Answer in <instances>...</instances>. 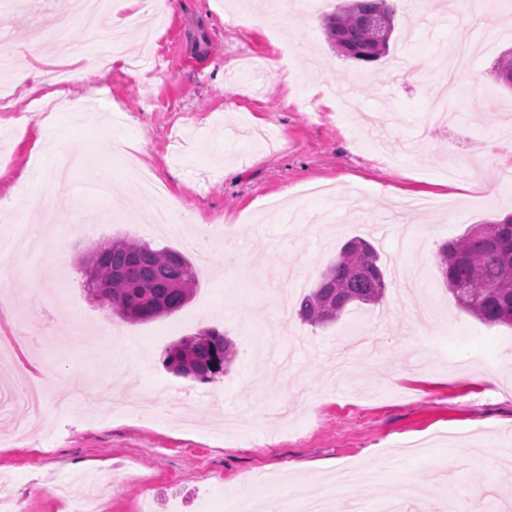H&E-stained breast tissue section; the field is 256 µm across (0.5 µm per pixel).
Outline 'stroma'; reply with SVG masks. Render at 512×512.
Listing matches in <instances>:
<instances>
[{
	"instance_id": "35a3bbf8",
	"label": "stroma",
	"mask_w": 512,
	"mask_h": 512,
	"mask_svg": "<svg viewBox=\"0 0 512 512\" xmlns=\"http://www.w3.org/2000/svg\"><path fill=\"white\" fill-rule=\"evenodd\" d=\"M11 2L0 0V84L30 65L54 82L71 59L43 40L60 27L106 47L102 26L61 17L47 0ZM392 4L393 46L364 63L332 49L312 0L266 24L244 19L238 0H177L158 23L161 58L140 77L118 62L105 78L69 85L72 100L96 110L79 127L58 113L52 136L61 154L111 170V191L95 201L87 168L69 190L51 189L29 98L0 114V222L52 215L68 242L66 294L56 298L45 276L38 316L27 309L29 277L51 265L50 253L0 258V301L15 308L0 317V336L25 330L0 365V428L29 424L20 438L0 437V473L25 512H58L55 486L85 498L73 477L88 471L110 483L95 512H238L241 493L285 497L290 512H304L301 487L350 464L377 474L356 512H496L499 487L512 488V328L456 306L437 252L470 225L512 213L503 159L512 146L494 125L512 121V92L494 85V55L478 47L482 27L465 10ZM461 44L473 48L469 79L480 93L451 101L458 129L420 136L445 53ZM280 58L283 79L262 67ZM456 152L471 166L451 181L444 171ZM141 177L167 186L184 237L145 232ZM200 230L203 253L184 242ZM124 236L183 251L197 266L183 308L130 324L89 300L82 255ZM355 236L375 246L385 272L415 266L421 283L390 282L382 303L352 305L326 326L281 316L277 271H300L289 290L298 300ZM208 327L236 342L229 371L208 383L168 372L165 348ZM119 366L136 408L111 414L104 399ZM58 369L94 386L71 414L48 388L33 420L12 401L16 381L45 384ZM409 483L415 496L403 493Z\"/></svg>"
}]
</instances>
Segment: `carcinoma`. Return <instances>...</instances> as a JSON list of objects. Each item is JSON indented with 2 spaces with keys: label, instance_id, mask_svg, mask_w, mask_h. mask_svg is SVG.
Segmentation results:
<instances>
[{
  "label": "carcinoma",
  "instance_id": "cac0c4a2",
  "mask_svg": "<svg viewBox=\"0 0 512 512\" xmlns=\"http://www.w3.org/2000/svg\"><path fill=\"white\" fill-rule=\"evenodd\" d=\"M395 15L387 0H345L324 16L336 52L374 62L389 52L377 21ZM495 81L512 89V50L496 58ZM438 269L457 306L483 323L512 328V215L473 224L440 246ZM81 267L86 291L101 309L129 323L154 320L181 309L193 296L197 271L182 252L145 241L117 239L88 252ZM387 281L380 257L362 238L347 241L317 285L297 305L295 316L311 326L336 321L352 304H377ZM233 341L215 328L202 329L169 346L162 364L178 376L210 382L234 363Z\"/></svg>",
  "mask_w": 512,
  "mask_h": 512
}]
</instances>
